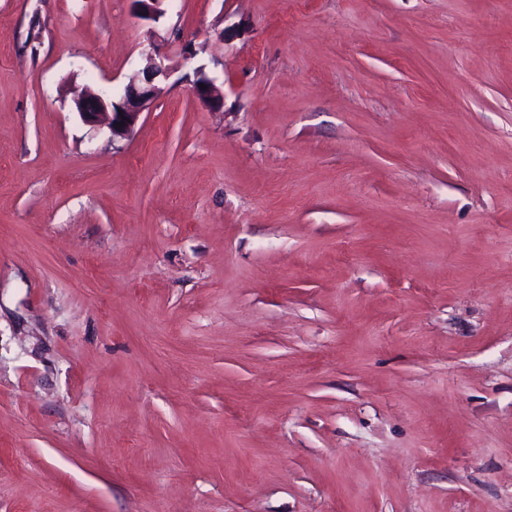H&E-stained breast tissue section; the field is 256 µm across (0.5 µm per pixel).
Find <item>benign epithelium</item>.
I'll return each instance as SVG.
<instances>
[{
    "label": "benign epithelium",
    "mask_w": 512,
    "mask_h": 512,
    "mask_svg": "<svg viewBox=\"0 0 512 512\" xmlns=\"http://www.w3.org/2000/svg\"><path fill=\"white\" fill-rule=\"evenodd\" d=\"M139 18L154 20L164 13L166 0H135ZM168 76L165 57L156 54L147 59L146 66L135 73L119 101L106 92H73L72 102L83 122L89 125L106 124L114 138L128 136L140 115L149 110L161 93L159 83ZM195 96L213 108L224 107V93L209 80L201 79L194 85Z\"/></svg>",
    "instance_id": "1"
}]
</instances>
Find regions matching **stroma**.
Listing matches in <instances>:
<instances>
[{"label":"stroma","instance_id":"1","mask_svg":"<svg viewBox=\"0 0 512 512\" xmlns=\"http://www.w3.org/2000/svg\"><path fill=\"white\" fill-rule=\"evenodd\" d=\"M164 9L0 0V512H512V0ZM164 61L165 56L150 55L146 66L130 77L123 96L117 102L106 91H74L72 102L76 112L89 125L106 124L112 138L128 136L140 115L150 109L161 93L159 83L168 76ZM121 122H125V125L115 128V124Z\"/></svg>","mask_w":512,"mask_h":512}]
</instances>
